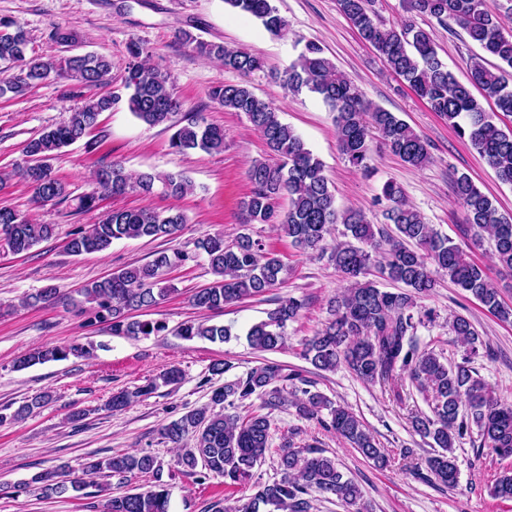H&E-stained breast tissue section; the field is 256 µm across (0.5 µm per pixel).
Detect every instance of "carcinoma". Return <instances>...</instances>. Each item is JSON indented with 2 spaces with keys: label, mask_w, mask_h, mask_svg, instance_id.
Wrapping results in <instances>:
<instances>
[{
  "label": "carcinoma",
  "mask_w": 512,
  "mask_h": 512,
  "mask_svg": "<svg viewBox=\"0 0 512 512\" xmlns=\"http://www.w3.org/2000/svg\"><path fill=\"white\" fill-rule=\"evenodd\" d=\"M339 11L357 30L362 40L379 54L390 72L403 79L424 100L431 111L446 118L457 136L477 150L494 170L497 179L512 185V128H502L494 117L512 116V85L502 75L503 66L512 68V33L505 30L501 16L512 14V0H405V10L440 24L453 21L479 49L471 58L469 83L457 81L440 58L430 34L415 21L400 27L380 22L372 0H337ZM225 4L258 19L269 33L279 36L288 28V20L272 0H225ZM23 27L9 16H0V64L11 74L0 78V96L24 93L35 83L64 74L82 86L103 83L112 70L111 60L94 53L56 57L28 48ZM197 52L224 65V69L250 74L263 69L261 59L248 51L228 49L222 43L196 42ZM129 58L125 88L129 90L127 107L138 120L149 126L175 129L171 146L178 152L200 149L209 153L224 151V129L206 124L199 116L187 119L177 128L173 115L182 103L170 76L143 59L144 46L132 41L126 46ZM500 65L487 67V58ZM288 90H304L320 96L336 113V140L344 158L355 168L367 167L375 137H380L391 153L404 162L423 167L431 160L427 141L395 113L369 103L362 91L324 55V49L309 42L299 53L283 79ZM493 101L497 113L485 111L472 88ZM211 101L246 116L253 130L265 141L271 158L253 161L246 171L251 185L241 202L247 220L257 224H276L293 247L304 253L326 249L327 236L335 224L344 226L346 240L331 249L336 270L350 283L330 305V319L305 341L302 357L315 369L333 371L346 365L358 378L378 381L392 390L404 380L415 384L429 402L431 414L417 415L413 430L432 440L439 448L426 459L425 479L447 488L458 484L455 464V440L476 426L483 444L501 458H512V403L493 396L484 382L475 376L468 361L450 365L429 350H421L414 341V309L417 298L436 286V276H446L463 292L472 295L496 317L512 319V308L505 305L487 269L476 263L466 251L438 234L422 214L405 199L400 186L389 181L381 189L388 203L386 217L397 235H385L375 229L360 210L338 211L322 161L307 147L302 137L280 118L274 101L258 96L248 84L226 81L214 87ZM121 101L118 94L86 100L69 112L56 127L31 138L26 153L32 164L20 175L34 188L35 202L42 205L73 202L77 213H88L98 206L93 191L73 197L67 186L52 175L48 161L54 152L86 136L99 116L110 112ZM98 187L111 195L136 192L145 197L155 193V182L163 193L182 196L192 184L181 173L159 178L150 172L128 173L114 161L101 166ZM452 190L466 211L468 230L476 242L489 236L497 263L512 271V219L498 213L492 200L465 173L455 174ZM288 207H283V201ZM186 216L173 210L152 208L114 210L87 229H79L65 244L72 256L102 252L120 239L157 240L176 234ZM50 224H33L24 215L0 208V248L14 254L30 250L52 235ZM203 251L215 280L191 297L192 305L204 311H221L224 306L263 296L284 281L287 268L260 239L239 234L229 245L224 235L214 234L195 243ZM190 259L186 251L165 250L153 254L149 262L117 270L85 285L79 291L83 302L92 305L94 319L109 322L117 336L138 338L159 334L165 323L133 318L162 303L174 288L164 284V273ZM380 266L392 282L405 290L387 291L366 279L369 267ZM306 302L297 298L277 300L266 318L247 331L250 346L260 352H276L287 343L286 327L301 315ZM450 330L469 353L478 351L479 334L461 314L453 317ZM185 340L211 342L228 340L231 329L205 321L187 320L176 328ZM90 358L93 348L80 343L45 346L19 357L18 370L69 356ZM182 373L170 368L143 386L121 390L109 399L108 407L120 411L149 396L160 385H177ZM308 380L283 365L266 360L242 377L224 382L212 391L211 402L232 408L235 403L257 397L261 408H295L307 420L345 439L365 459L385 467L389 457L374 435L349 408L334 404L305 385ZM47 393L38 394L19 406L13 414H0V423L21 421L44 407ZM270 415L253 411L245 416L202 408L190 411L162 427L161 435L180 449L177 464L199 478H224V485L248 483L253 469L268 448ZM162 463L150 453H125L109 458L91 457L84 463L89 480L67 478L66 466L59 465L35 475L32 482L17 486L30 491L31 484L46 496L81 492L95 485L93 478L103 475L123 481L135 474H159ZM280 478L271 483H254L255 493L245 502L226 506L221 501L208 504L203 512H310L314 492L334 495L346 512H369L358 485L337 467L335 459L312 446L290 445L278 454ZM499 499L512 500V470L502 472L491 488ZM170 493L163 483L140 492H127L109 500V512H169Z\"/></svg>",
  "instance_id": "cac0c4a2"
}]
</instances>
